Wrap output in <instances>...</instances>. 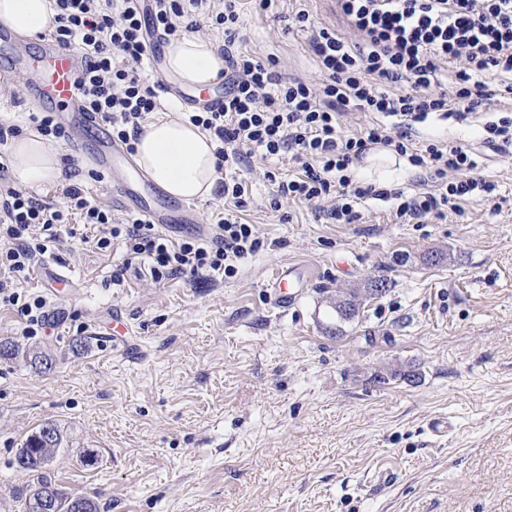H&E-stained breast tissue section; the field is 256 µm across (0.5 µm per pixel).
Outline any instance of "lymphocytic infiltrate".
Segmentation results:
<instances>
[{
    "label": "lymphocytic infiltrate",
    "instance_id": "1",
    "mask_svg": "<svg viewBox=\"0 0 512 512\" xmlns=\"http://www.w3.org/2000/svg\"><path fill=\"white\" fill-rule=\"evenodd\" d=\"M52 36L80 56L78 97L84 111L112 126V137L133 148L147 115L161 108L163 84L142 71L152 36L166 40L210 23L224 30V104L192 112L188 120L212 136L220 175L216 193L234 207L247 205L240 173L246 158L291 154L300 176L280 181L279 196L329 202L328 218L359 220L358 200L394 201L400 224L462 214L464 201L493 199L496 185L483 173L474 148L464 142L418 140V129L436 119L467 121L497 91L512 94V0H331L337 25L312 22L297 11L298 31L323 82L281 77L273 58L260 59L239 40L240 0H53ZM368 116L359 133L346 131L350 114ZM373 150L408 158L424 170L433 191L410 195L401 188L359 185L352 166ZM52 205L35 194L0 188V302L25 321L34 336L45 327L46 302L19 292L18 278L33 261L76 237L69 222L79 213L97 233L96 250L121 244L124 258L112 270L121 284L133 265L146 266L155 282L202 274L234 277L240 260L265 247L253 225L225 219L208 242H171L154 225L113 219L75 184Z\"/></svg>",
    "mask_w": 512,
    "mask_h": 512
}]
</instances>
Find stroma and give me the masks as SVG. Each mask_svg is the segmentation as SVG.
Instances as JSON below:
<instances>
[{
  "label": "stroma",
  "instance_id": "1",
  "mask_svg": "<svg viewBox=\"0 0 512 512\" xmlns=\"http://www.w3.org/2000/svg\"><path fill=\"white\" fill-rule=\"evenodd\" d=\"M240 7L248 50L319 83L288 18L303 9L335 25L329 0ZM33 109L22 74L0 79V123L28 128ZM56 147L87 197L126 218L111 178L91 179L71 140ZM299 171L287 155L251 160L241 217L267 247L234 278L157 283L135 265L116 286L121 249L74 241L50 256L76 287L24 284L47 302L42 333L25 336L0 304V341L56 360L39 374L0 359V512H23L31 479L12 462L46 423L64 437L46 476L101 512H512V154L484 170L495 201L428 224L393 223L372 199L353 224L276 199L277 181ZM291 265L312 278L283 311L270 285ZM379 278L388 291L327 337L321 302ZM389 366L421 377L372 382Z\"/></svg>",
  "mask_w": 512,
  "mask_h": 512
}]
</instances>
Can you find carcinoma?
<instances>
[{"instance_id":"1","label":"carcinoma","mask_w":512,"mask_h":512,"mask_svg":"<svg viewBox=\"0 0 512 512\" xmlns=\"http://www.w3.org/2000/svg\"><path fill=\"white\" fill-rule=\"evenodd\" d=\"M377 284L383 289L389 287V283L383 278L376 280V283L370 284L367 288H354L341 295L343 304L348 308V313L344 315L336 314V318L325 326V332L331 336L340 337L344 335V325L355 320L359 309L363 308L367 297L371 295L370 289ZM411 376L416 380L420 379V373L415 369H391L386 372H377L373 376L372 382L386 384L397 378L407 380ZM46 427L52 431L51 451L43 452L45 444L41 440V431L37 430L26 438L18 452V455L27 457L30 463V466L24 470V473L36 477V484L31 486L24 500L25 512H39V510L35 509V504L39 500V488L41 487H49L53 490L54 504L51 512H100L98 502L87 497H72L68 495L53 484L45 475V467L48 465L53 454L63 445V436L58 427L52 423L46 424Z\"/></svg>"}]
</instances>
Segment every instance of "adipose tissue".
I'll return each instance as SVG.
<instances>
[{
    "label": "adipose tissue",
    "instance_id": "adipose-tissue-1",
    "mask_svg": "<svg viewBox=\"0 0 512 512\" xmlns=\"http://www.w3.org/2000/svg\"><path fill=\"white\" fill-rule=\"evenodd\" d=\"M49 0H0V26L32 36L51 29ZM224 62L207 38L181 36L165 48V70L176 83L204 88L216 80ZM140 169L170 196L191 201L209 196L218 180L214 144L207 131L162 112L142 125L136 142ZM67 165L60 152L40 134L28 131L11 144V172L17 186L36 188L66 184Z\"/></svg>",
    "mask_w": 512,
    "mask_h": 512
}]
</instances>
